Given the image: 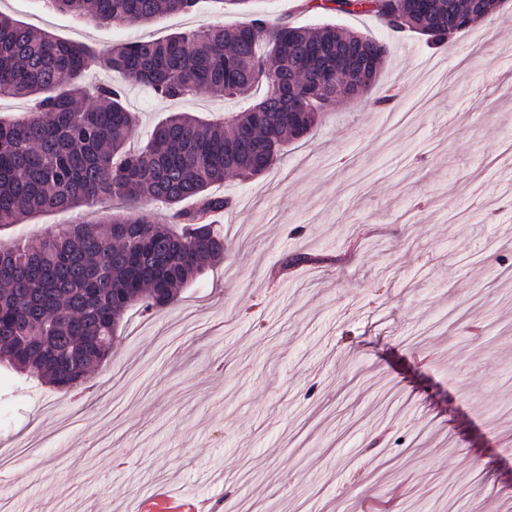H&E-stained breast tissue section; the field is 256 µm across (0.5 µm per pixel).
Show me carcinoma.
I'll list each match as a JSON object with an SVG mask.
<instances>
[{"instance_id":"obj_1","label":"carcinoma","mask_w":512,"mask_h":512,"mask_svg":"<svg viewBox=\"0 0 512 512\" xmlns=\"http://www.w3.org/2000/svg\"><path fill=\"white\" fill-rule=\"evenodd\" d=\"M333 10L375 14L398 31L448 44L471 23L448 25V0H429L432 17L394 10L387 0H331ZM94 27L190 14L200 0H44ZM350 43L372 66L363 97L380 76L387 47L334 23L315 28L263 16L197 28L163 40L127 42L101 53L0 14V99L26 98L31 111L0 119V230L49 209L85 208L73 224L37 243L0 248V367L26 372L66 393L83 389L112 354L115 330L132 309L172 304L178 291L224 259V237L201 220L230 206L209 193L228 176L263 175L288 141L324 120L336 104V75L322 55ZM102 65L118 75L91 85ZM162 101L203 90L239 103L222 121L172 112L148 141L127 148L137 127L126 88ZM307 118L288 116L307 93ZM131 206L96 218L105 201ZM174 210L158 224L134 203Z\"/></svg>"}]
</instances>
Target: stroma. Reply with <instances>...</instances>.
<instances>
[{
  "label": "stroma",
  "instance_id": "1",
  "mask_svg": "<svg viewBox=\"0 0 512 512\" xmlns=\"http://www.w3.org/2000/svg\"><path fill=\"white\" fill-rule=\"evenodd\" d=\"M271 20L385 43L371 102L344 100L255 179L212 191L224 258L177 300L129 312L92 394L0 368V498L12 512H512V0L433 49L370 13L252 0ZM0 13L106 50L243 21L215 0L98 29L43 0ZM139 133L218 117L204 91L127 89ZM78 210L34 214L38 241Z\"/></svg>",
  "mask_w": 512,
  "mask_h": 512
}]
</instances>
